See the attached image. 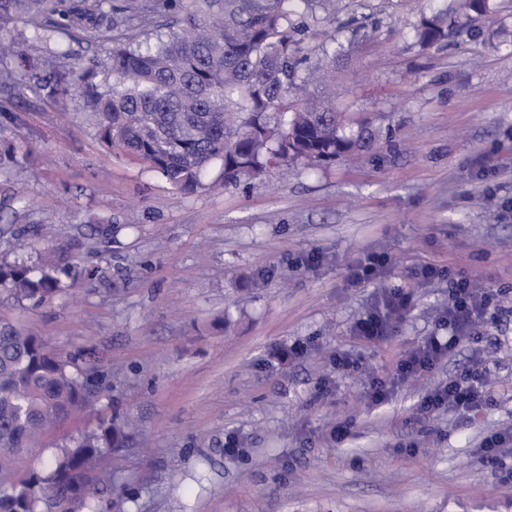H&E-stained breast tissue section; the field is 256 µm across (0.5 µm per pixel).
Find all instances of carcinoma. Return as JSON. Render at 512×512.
Wrapping results in <instances>:
<instances>
[{
	"mask_svg": "<svg viewBox=\"0 0 512 512\" xmlns=\"http://www.w3.org/2000/svg\"><path fill=\"white\" fill-rule=\"evenodd\" d=\"M343 2L0 0V90L21 84L56 107L80 99L107 155L137 157L180 192L236 184L277 165L325 168L376 138L364 125L346 131L336 111V34L353 23L343 19ZM452 2L421 15L419 46L494 13V0ZM63 36L100 51L70 62ZM64 276L70 269L0 264V288L19 301L54 296ZM93 394L91 369L0 319V512L43 504L77 512L96 493L104 451L132 437L127 421H104L55 445L41 471L16 477V464L86 410Z\"/></svg>",
	"mask_w": 512,
	"mask_h": 512,
	"instance_id": "obj_1",
	"label": "carcinoma"
}]
</instances>
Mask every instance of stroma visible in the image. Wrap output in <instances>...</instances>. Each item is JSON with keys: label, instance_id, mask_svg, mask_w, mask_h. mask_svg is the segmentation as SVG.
I'll list each match as a JSON object with an SVG mask.
<instances>
[{"label": "stroma", "instance_id": "obj_1", "mask_svg": "<svg viewBox=\"0 0 512 512\" xmlns=\"http://www.w3.org/2000/svg\"><path fill=\"white\" fill-rule=\"evenodd\" d=\"M436 0H351L378 25L353 41L336 107L377 128L368 153L311 169L268 168L223 189H172L133 158L106 155L81 108L52 110L25 87L0 94V140L30 151L0 169V212L29 201L0 262L71 265L84 277L41 304L0 290V317L60 355L91 353L100 382L76 438L131 416L144 447L105 456L108 512H512V298L431 375L371 404L364 385L438 328L451 268L512 287V0L496 21L427 49L414 39ZM386 255L384 277L347 268ZM412 295L389 341L356 323L387 288ZM353 354L336 372L332 356ZM486 367L472 420L416 408L427 388ZM235 452H226L227 443Z\"/></svg>", "mask_w": 512, "mask_h": 512}]
</instances>
